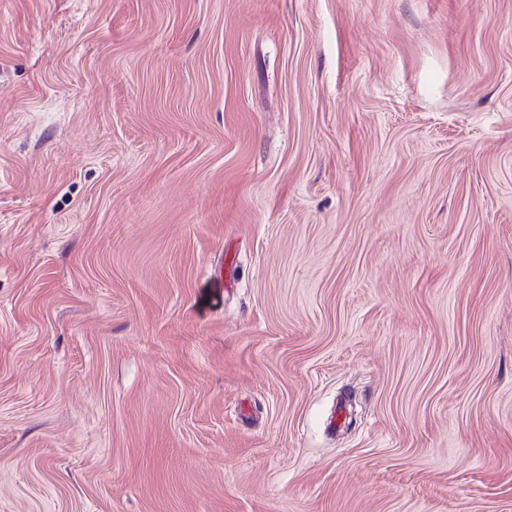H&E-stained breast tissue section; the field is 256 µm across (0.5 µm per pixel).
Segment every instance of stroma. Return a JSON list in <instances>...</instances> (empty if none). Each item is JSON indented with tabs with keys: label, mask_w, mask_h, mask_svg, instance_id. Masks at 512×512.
I'll return each mask as SVG.
<instances>
[{
	"label": "stroma",
	"mask_w": 512,
	"mask_h": 512,
	"mask_svg": "<svg viewBox=\"0 0 512 512\" xmlns=\"http://www.w3.org/2000/svg\"><path fill=\"white\" fill-rule=\"evenodd\" d=\"M0 512H512V0H0Z\"/></svg>",
	"instance_id": "1"
}]
</instances>
